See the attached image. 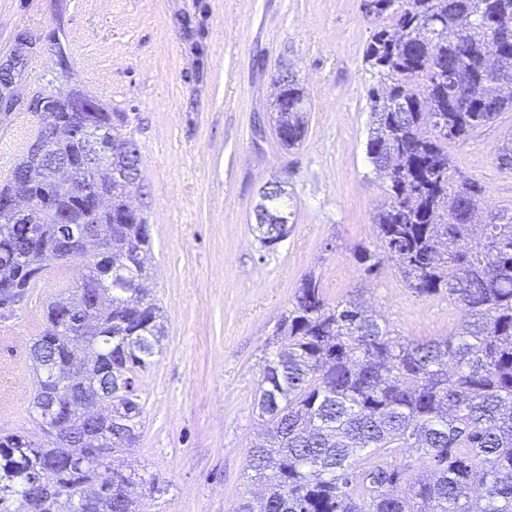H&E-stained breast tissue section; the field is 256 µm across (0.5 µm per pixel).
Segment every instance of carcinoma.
Here are the masks:
<instances>
[{
    "label": "carcinoma",
    "instance_id": "obj_1",
    "mask_svg": "<svg viewBox=\"0 0 512 512\" xmlns=\"http://www.w3.org/2000/svg\"><path fill=\"white\" fill-rule=\"evenodd\" d=\"M365 2L379 26L363 58L381 85L369 92L365 151L387 202L374 216L378 246L353 258L367 275L392 263L407 288L448 298L465 319L444 340H408L356 295L331 303L304 277L259 382L264 440L245 470L265 492L235 512H512V209L487 208L448 156L449 142L512 111V37H502L512 0ZM76 97L42 94L31 109L71 124ZM276 102L278 142L294 148L308 124L297 78ZM97 121L112 162L94 165L81 140L42 127L0 185V198L29 207L0 222L1 316L41 278L45 256L87 270L48 306L30 347L43 439L0 430V512H138L135 489L154 487L143 471L112 467L137 442L136 377L164 326L144 285L148 224L120 221L125 184L113 177H142L139 148L126 113L99 104ZM495 159L512 168V133ZM53 164L72 170L68 191L53 189ZM90 183L107 195L99 209L81 204ZM262 219L259 241L273 250L290 229ZM94 225L108 230L102 251L88 242ZM50 404L71 428L45 417ZM393 446L414 449L429 474L392 465Z\"/></svg>",
    "mask_w": 512,
    "mask_h": 512
}]
</instances>
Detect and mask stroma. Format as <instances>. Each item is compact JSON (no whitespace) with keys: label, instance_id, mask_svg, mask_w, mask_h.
<instances>
[{"label":"stroma","instance_id":"1","mask_svg":"<svg viewBox=\"0 0 512 512\" xmlns=\"http://www.w3.org/2000/svg\"><path fill=\"white\" fill-rule=\"evenodd\" d=\"M362 0H0V60L18 35L33 43L0 111V184L42 126L28 108L38 93L80 89L128 113L142 182L129 202L150 226L148 288L165 335L136 382L143 422L116 462L144 469L163 494L141 512H233L260 492L246 477L262 426L255 404L270 341L297 286L315 274L329 301L358 292L407 339L449 336L461 309L406 288L391 263L365 276L352 256L374 243L386 201L365 154L369 89L363 62L375 22ZM71 74L62 77L56 49ZM297 73L311 103L308 133L283 149L271 120L274 82ZM512 111L449 143L457 177L479 182L490 209L512 207V169L495 148ZM286 184L292 229L276 249L253 227L259 189ZM83 273L48 259L12 316L0 318V429L37 434L29 346L44 309Z\"/></svg>","mask_w":512,"mask_h":512}]
</instances>
